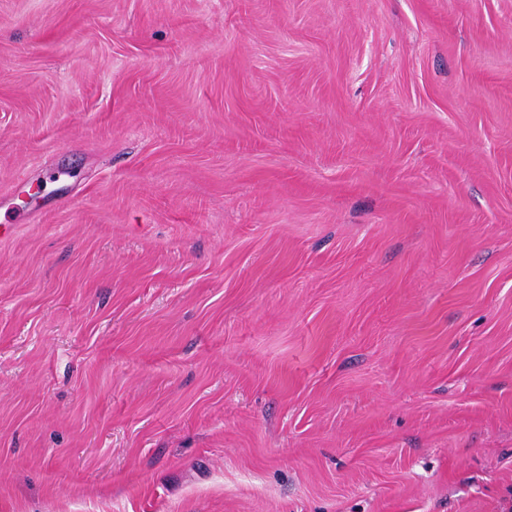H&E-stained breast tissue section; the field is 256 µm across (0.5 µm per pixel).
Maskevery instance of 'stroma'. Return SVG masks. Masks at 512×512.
I'll return each mask as SVG.
<instances>
[{"mask_svg":"<svg viewBox=\"0 0 512 512\" xmlns=\"http://www.w3.org/2000/svg\"><path fill=\"white\" fill-rule=\"evenodd\" d=\"M0 512H512V0H0Z\"/></svg>","mask_w":512,"mask_h":512,"instance_id":"35a3bbf8","label":"stroma"}]
</instances>
